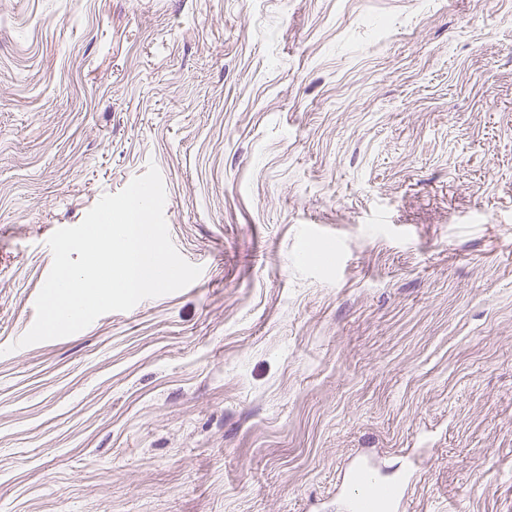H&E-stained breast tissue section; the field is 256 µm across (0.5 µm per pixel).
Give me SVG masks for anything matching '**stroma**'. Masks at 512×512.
<instances>
[{
	"label": "stroma",
	"mask_w": 512,
	"mask_h": 512,
	"mask_svg": "<svg viewBox=\"0 0 512 512\" xmlns=\"http://www.w3.org/2000/svg\"><path fill=\"white\" fill-rule=\"evenodd\" d=\"M187 287L19 347L148 166ZM512 512V0H0V512Z\"/></svg>",
	"instance_id": "stroma-1"
}]
</instances>
